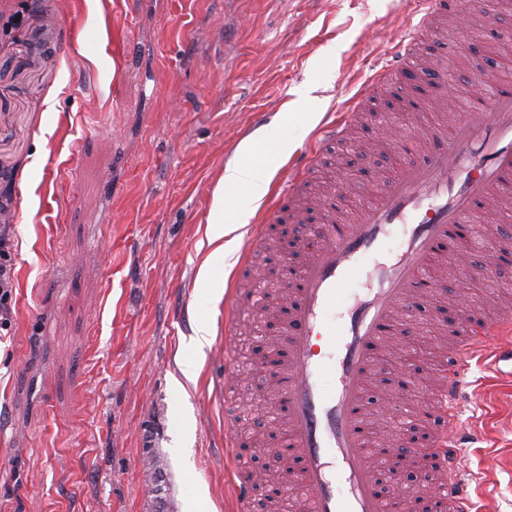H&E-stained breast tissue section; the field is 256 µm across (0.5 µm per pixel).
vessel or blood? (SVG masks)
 I'll list each match as a JSON object with an SVG mask.
<instances>
[{
	"label": "vessel or blood",
	"mask_w": 512,
	"mask_h": 512,
	"mask_svg": "<svg viewBox=\"0 0 512 512\" xmlns=\"http://www.w3.org/2000/svg\"><path fill=\"white\" fill-rule=\"evenodd\" d=\"M469 0H414L408 35L397 54L374 73L369 85L383 87L406 76L422 40L436 37L438 22L448 12L466 15ZM370 103L367 93L356 99L355 112L322 131L321 143L344 140L356 112ZM443 148L424 163L406 166L400 178L368 205L352 223L317 225V243L288 299L283 329L286 349L273 377L275 412L288 421L287 445L297 463L305 512H388L374 482L373 444L365 420L364 395L379 361L375 349L392 332L400 311L410 307L424 281L431 278L435 256L450 248L459 227L468 224L476 206L495 205L506 178L512 177V92L498 91L480 113L465 114L442 134ZM308 153L296 161V177L284 194L296 207L306 176L314 164ZM407 224L396 259L376 260L390 228ZM365 270L367 291L346 309L333 330V341L320 346L328 314L345 285ZM467 328L448 350L441 374L438 406L425 421L443 419V431L424 454L438 467L447 494L448 512H470L468 485L459 469L456 436L462 428L458 397L466 384L469 362L490 341L512 332V310L494 321L473 320L462 312ZM332 376L336 389L324 393L321 380ZM235 462L228 487L239 508L249 503L253 482Z\"/></svg>",
	"instance_id": "obj_1"
}]
</instances>
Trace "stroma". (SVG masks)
<instances>
[{"mask_svg":"<svg viewBox=\"0 0 512 512\" xmlns=\"http://www.w3.org/2000/svg\"><path fill=\"white\" fill-rule=\"evenodd\" d=\"M409 0H0V188L9 190L15 285L0 330V512H231L224 431L250 468L256 433L269 449L285 428L258 398L256 310L238 312L225 340L224 295L238 274L206 268L214 192L254 119L309 147L320 122L344 112L391 57ZM449 16L446 109L406 115L402 140L420 162L439 131L469 109L473 84L494 70L488 53L512 35V6L479 0L466 43ZM318 115L309 122L307 113ZM364 116L316 168L322 187L348 179L345 213L370 201L402 160L364 149L384 120ZM321 211L272 223L256 259L264 270L283 240H302ZM462 262L483 267L498 238L512 256V212L477 210ZM409 311L407 339L448 336L455 276ZM512 297V264L469 282L466 302L485 319ZM207 323L197 360L191 339ZM231 355L235 411L215 397L214 364ZM197 364L196 384L170 378ZM461 474L472 512H512V344L472 360L461 416Z\"/></svg>","mask_w":512,"mask_h":512,"instance_id":"1","label":"stroma"}]
</instances>
